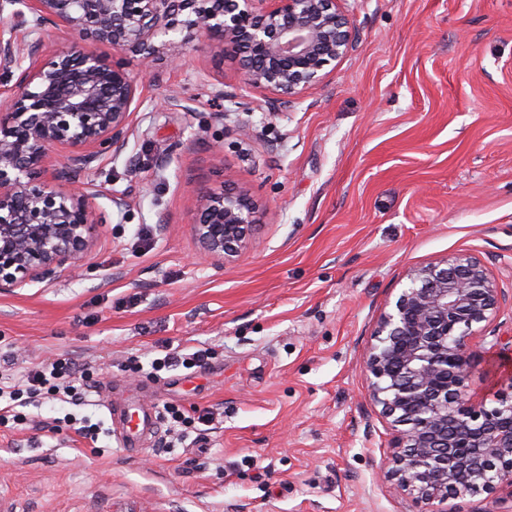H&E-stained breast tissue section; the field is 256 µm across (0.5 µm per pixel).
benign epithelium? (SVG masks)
<instances>
[{"label": "benign epithelium", "instance_id": "1", "mask_svg": "<svg viewBox=\"0 0 512 512\" xmlns=\"http://www.w3.org/2000/svg\"><path fill=\"white\" fill-rule=\"evenodd\" d=\"M6 2L30 10L33 30L109 44L112 58L77 50L45 58L39 38L0 37V71L16 78L0 111V289L78 272L103 223L80 177L126 144L136 95L129 62L147 70L176 37H203L222 56L244 55L246 84L276 107L317 88L354 40L336 0ZM55 151L64 161L49 171ZM254 223L246 192L224 185L199 193L193 229L211 255L239 256ZM407 278L380 314L364 361L372 404L405 427L391 474L426 505L490 493L512 481V395L491 408L473 402L470 346L486 342L512 293L472 253L415 267Z\"/></svg>", "mask_w": 512, "mask_h": 512}]
</instances>
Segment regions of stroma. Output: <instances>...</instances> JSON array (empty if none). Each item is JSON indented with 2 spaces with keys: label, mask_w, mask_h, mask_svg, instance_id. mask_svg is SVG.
I'll list each match as a JSON object with an SVG mask.
<instances>
[{
  "label": "stroma",
  "mask_w": 512,
  "mask_h": 512,
  "mask_svg": "<svg viewBox=\"0 0 512 512\" xmlns=\"http://www.w3.org/2000/svg\"><path fill=\"white\" fill-rule=\"evenodd\" d=\"M337 6L352 49L276 112L201 39L181 66L130 64L127 145L84 176L106 221L81 276L0 291V375L73 358L100 382L76 412L101 431L79 438L56 400L20 405L25 423H0V512H422L387 475L398 432L363 357L414 267L469 252L512 286V0ZM224 181L257 203L232 262L192 229L196 190ZM181 349L205 367L151 372ZM472 352L471 393L493 406L512 349ZM126 392L210 420L183 441L160 420L130 455L107 412ZM458 505L512 512V485L432 508Z\"/></svg>",
  "instance_id": "obj_1"
}]
</instances>
